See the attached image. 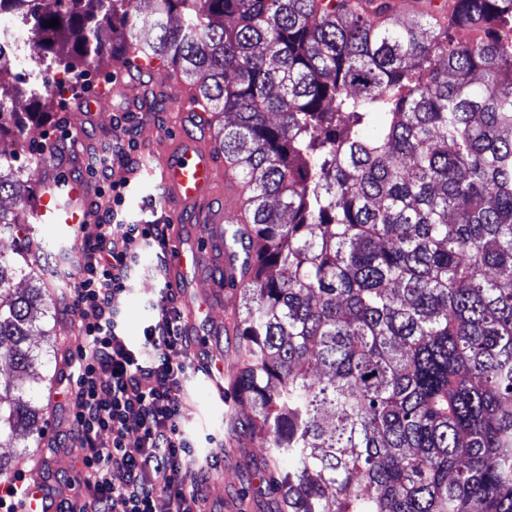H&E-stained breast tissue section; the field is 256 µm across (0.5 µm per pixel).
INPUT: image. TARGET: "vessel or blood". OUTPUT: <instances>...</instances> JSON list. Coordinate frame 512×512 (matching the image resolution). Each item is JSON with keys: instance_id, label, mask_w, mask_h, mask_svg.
Listing matches in <instances>:
<instances>
[{"instance_id": "vessel-or-blood-1", "label": "vessel or blood", "mask_w": 512, "mask_h": 512, "mask_svg": "<svg viewBox=\"0 0 512 512\" xmlns=\"http://www.w3.org/2000/svg\"><path fill=\"white\" fill-rule=\"evenodd\" d=\"M115 78L107 91L131 110L150 112L151 97L176 94L182 124L207 127L208 119L196 96L174 77L163 83L134 89L125 82L126 66L116 63ZM82 155L73 149L59 148L51 165L41 173L40 189L34 202V219L39 224L55 225L57 231L77 232L89 212L92 184L78 176ZM159 199L169 213L177 231L172 238V257L166 273L174 285H184L188 277H212L222 286L232 268L224 254V227L239 216L240 207L218 202L216 185H223L225 197L242 199L243 190L232 172H219L215 151L210 142L197 137L180 138L161 157L155 169ZM22 512H56L53 497L42 479L30 483Z\"/></svg>"}]
</instances>
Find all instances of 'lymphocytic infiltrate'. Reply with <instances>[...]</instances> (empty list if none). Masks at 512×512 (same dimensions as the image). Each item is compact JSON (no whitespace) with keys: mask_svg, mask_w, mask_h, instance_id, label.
I'll return each instance as SVG.
<instances>
[{"mask_svg":"<svg viewBox=\"0 0 512 512\" xmlns=\"http://www.w3.org/2000/svg\"><path fill=\"white\" fill-rule=\"evenodd\" d=\"M134 142L98 160L90 174L99 195L109 198L93 241L81 249L70 307L78 317L77 352L67 356L68 378L61 406L70 435L52 441L51 450L78 449L75 499L59 502L57 512H202L205 470H191L192 440L181 427L185 412L183 379L189 368L184 312L171 284L160 288L154 314L138 346L122 333L121 302L138 272L143 248L156 251L157 268L169 265V234L164 224H127L122 219L129 180L138 160ZM138 448H128L129 432ZM108 447H100V437ZM123 475L113 482V472Z\"/></svg>","mask_w":512,"mask_h":512,"instance_id":"1","label":"lymphocytic infiltrate"}]
</instances>
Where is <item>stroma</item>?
I'll return each instance as SVG.
<instances>
[{
    "label": "stroma",
    "mask_w": 512,
    "mask_h": 512,
    "mask_svg": "<svg viewBox=\"0 0 512 512\" xmlns=\"http://www.w3.org/2000/svg\"><path fill=\"white\" fill-rule=\"evenodd\" d=\"M111 67L84 68L74 92L66 93L58 100L53 112L40 123L37 133L17 140L11 136L0 138V151L13 155L14 165L20 177L27 181L31 192H38L41 168L33 159L48 149L56 147L64 136L75 137L83 157L95 160L111 153L128 137H135L140 162H148L163 155L174 143L181 131L179 114L167 107L165 101H154L149 119L128 113L117 101L105 102L95 122L80 124L74 111L78 98L99 95L109 87ZM127 221L143 224L168 223L169 217L158 200V192L148 173H141L131 182V189L124 205ZM97 217L89 215L78 234L67 241L61 240L53 228L46 224L35 225L33 232L46 249L51 270L63 275L68 283H75L80 260V246L94 240L97 233ZM161 283L154 278L139 279L122 304L121 323L130 343H137L143 334L150 312L149 299L153 298ZM209 281H190L185 297L202 306L206 324L199 334L191 336L190 354L220 350L224 369L214 378H207L203 369L190 367L186 375V414L182 421L185 429L197 440L199 446L219 448L220 463L212 465L210 459L200 462L208 469L212 481L208 483V495L212 501L221 502L232 497L239 505L238 512H276L277 497L272 494L260 467L268 456V448L253 441L247 429L248 408L234 406L232 400L220 399L215 389L231 390L237 372L231 358L237 345V324L240 308L238 292L224 290L220 301L212 302L208 294ZM69 296H57L51 289H44L43 304L50 307L53 317L49 321L50 336L33 334L31 347L38 356L36 364L42 376L34 385L32 396L43 410L42 433L19 440L18 443L0 446V455L18 459L26 472L38 471L42 462H49L51 472L61 479H74L76 471L72 453L66 450L46 455L45 444L56 434L68 431L69 422L60 410L64 400V384L61 371L65 354L75 347V329L71 320L63 318L61 306L68 304Z\"/></svg>",
    "instance_id": "obj_1"
}]
</instances>
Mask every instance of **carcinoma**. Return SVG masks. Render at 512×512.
I'll return each mask as SVG.
<instances>
[{
    "label": "carcinoma",
    "mask_w": 512,
    "mask_h": 512,
    "mask_svg": "<svg viewBox=\"0 0 512 512\" xmlns=\"http://www.w3.org/2000/svg\"><path fill=\"white\" fill-rule=\"evenodd\" d=\"M43 2L0 0L55 71L12 84L0 47V137L130 47L217 114L246 192L224 228L244 253L231 398L279 512H512V0H453L446 25L387 0H146L139 23L135 0ZM12 160L0 236L18 237L32 195ZM26 267L46 274L0 253V366L18 376L42 294L11 287ZM39 419L0 383V443Z\"/></svg>",
    "instance_id": "1"
}]
</instances>
